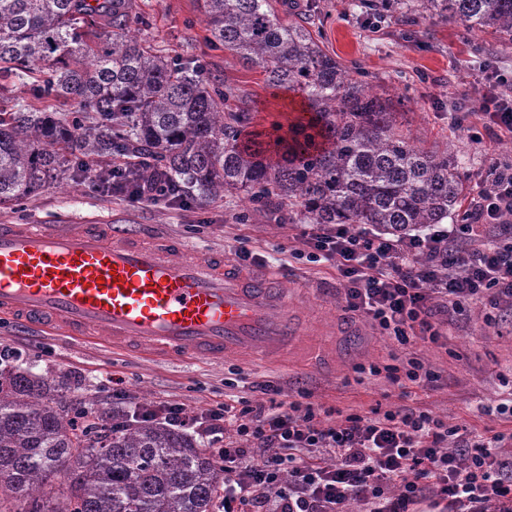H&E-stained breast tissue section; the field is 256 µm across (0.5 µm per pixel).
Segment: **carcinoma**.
I'll return each mask as SVG.
<instances>
[{"label":"carcinoma","mask_w":512,"mask_h":512,"mask_svg":"<svg viewBox=\"0 0 512 512\" xmlns=\"http://www.w3.org/2000/svg\"><path fill=\"white\" fill-rule=\"evenodd\" d=\"M208 39L305 111L253 128L251 109L203 70L131 34L136 0H0V206L93 176L123 195L205 205L245 193L249 217L363 224L403 236L458 217L465 175L270 0H198ZM512 46V0H383ZM20 82L55 111L9 96ZM49 380L0 366V512H213L223 468L189 434L152 418L112 427Z\"/></svg>","instance_id":"obj_1"}]
</instances>
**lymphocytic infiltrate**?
<instances>
[{
	"mask_svg": "<svg viewBox=\"0 0 512 512\" xmlns=\"http://www.w3.org/2000/svg\"><path fill=\"white\" fill-rule=\"evenodd\" d=\"M482 108L493 128L512 135V78L489 83ZM294 258L331 262L345 309L368 317L381 335L404 350L394 364L367 372L391 382L435 380L414 344L443 345L444 316L482 302L512 310V165H494L462 223L435 224L407 238L343 224L301 229ZM260 402L217 405L187 416L181 405L143 407L177 429H191L218 444L224 469V512H512V460L496 451L512 433L472 432L457 452L455 428L410 408L371 416L320 420L313 403L283 401L279 387L259 383ZM232 436H225V425Z\"/></svg>",
	"mask_w": 512,
	"mask_h": 512,
	"instance_id": "1",
	"label": "lymphocytic infiltrate"
}]
</instances>
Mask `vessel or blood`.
<instances>
[{"label":"vessel or blood","mask_w":512,"mask_h":512,"mask_svg":"<svg viewBox=\"0 0 512 512\" xmlns=\"http://www.w3.org/2000/svg\"><path fill=\"white\" fill-rule=\"evenodd\" d=\"M152 229L85 224L47 232L0 225V318L67 338L136 344L170 358L257 359L321 342L295 318L280 277L245 270L171 239L145 245Z\"/></svg>","instance_id":"b4317fda"}]
</instances>
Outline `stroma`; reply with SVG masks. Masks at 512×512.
<instances>
[{"mask_svg": "<svg viewBox=\"0 0 512 512\" xmlns=\"http://www.w3.org/2000/svg\"><path fill=\"white\" fill-rule=\"evenodd\" d=\"M381 0H274L285 22L306 21L320 44L337 60L358 65L374 91L401 95L404 132L428 149L454 143L460 164L471 175L469 197H476L493 162H512V137L490 131L481 114L487 88L486 68L512 72V48L489 35L421 12L374 19ZM146 26L137 27L162 54L204 66L212 79L240 89L250 101L255 121L269 125L285 112L259 73L248 70L206 39L198 0H137ZM465 114L463 125L455 115ZM248 201L237 194L204 206L132 203L122 195L94 190L92 180L63 181L19 204L0 207V224H143L200 251H221L234 258L245 247L261 266L276 269L286 288H308L300 320L324 329L343 320L363 331L357 345L337 348L334 364L295 359L261 362L232 354L213 363L197 360H148L112 349L101 340L57 337L37 328L26 330L0 318V344L17 349L19 363L34 372L60 375L72 389L74 404L86 401L137 410L144 404L179 403L187 414L219 404L254 399L253 382L270 381L286 401L308 394L318 410L370 414L410 407L429 412L448 425L488 433L512 430V415L495 410L512 381V312L469 304L448 327L446 345L419 344L415 350L437 380L433 386H403L384 377L359 374L355 365L388 360L401 348L364 317L345 311L343 295L330 263L293 259L288 228L277 220L246 219Z\"/></svg>", "mask_w": 512, "mask_h": 512, "instance_id": "obj_1", "label": "stroma"}]
</instances>
